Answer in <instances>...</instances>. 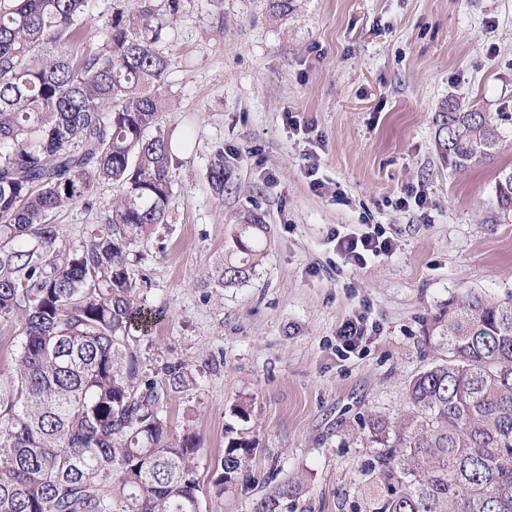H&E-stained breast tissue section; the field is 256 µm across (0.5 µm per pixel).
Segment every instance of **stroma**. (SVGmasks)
<instances>
[{"label":"stroma","instance_id":"stroma-1","mask_svg":"<svg viewBox=\"0 0 512 512\" xmlns=\"http://www.w3.org/2000/svg\"><path fill=\"white\" fill-rule=\"evenodd\" d=\"M159 49L168 58L162 114L180 140L167 220L138 247L137 298L159 316L133 330L146 372L179 357L196 373L167 414L199 435L203 512H251L288 478L292 512H363L370 422L398 421L413 378L445 349L426 336L444 303L467 291L512 293V222L494 186L512 167V0H299L287 18L268 0H190ZM455 96L491 113L505 140L455 171L434 147L433 116ZM224 153L216 196L207 170ZM315 178H308V165ZM424 207H402L410 192ZM119 193L56 215L59 242L81 247ZM268 226L247 283L216 271L248 212ZM380 231L390 253L348 263L340 234ZM363 315L369 337H337ZM249 420L235 415L238 402ZM253 437L254 489L212 486L226 432Z\"/></svg>","mask_w":512,"mask_h":512}]
</instances>
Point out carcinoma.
<instances>
[{
    "instance_id": "obj_1",
    "label": "carcinoma",
    "mask_w": 512,
    "mask_h": 512,
    "mask_svg": "<svg viewBox=\"0 0 512 512\" xmlns=\"http://www.w3.org/2000/svg\"><path fill=\"white\" fill-rule=\"evenodd\" d=\"M190 0L118 5L107 36L84 30L89 0H0V319L16 322L14 368L0 384V512H202L200 438L166 414L195 383L188 363L143 371L129 343L152 311L136 298L131 255L166 221L171 142L160 123L166 56L157 45ZM435 116V148L456 171L493 156L489 114L453 99ZM208 179L224 195V160ZM120 194L108 223L76 249L58 245L55 214L90 204L96 184ZM496 205L512 218V169ZM263 215L238 225L217 271L249 281L264 258ZM448 351L415 376L399 421L373 423L381 445L364 467L363 512H512V298L467 292L431 319ZM255 440L231 438L213 468L219 495L254 483ZM300 482L252 502L281 512Z\"/></svg>"
}]
</instances>
